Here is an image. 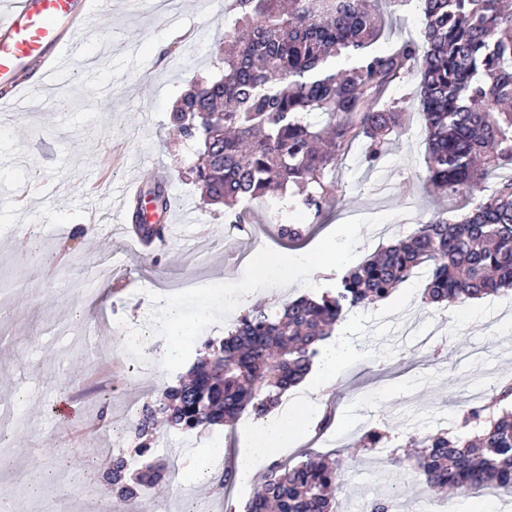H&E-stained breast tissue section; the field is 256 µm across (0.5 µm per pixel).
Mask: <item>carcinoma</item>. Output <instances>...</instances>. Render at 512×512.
Returning a JSON list of instances; mask_svg holds the SVG:
<instances>
[{
	"instance_id": "carcinoma-1",
	"label": "carcinoma",
	"mask_w": 512,
	"mask_h": 512,
	"mask_svg": "<svg viewBox=\"0 0 512 512\" xmlns=\"http://www.w3.org/2000/svg\"><path fill=\"white\" fill-rule=\"evenodd\" d=\"M379 0H231L236 12L227 35L222 74L194 82L174 104L176 137L197 147L189 174L202 205L224 207L235 224L257 201L295 189L299 205L318 218L328 204L329 172L355 142L365 160L385 153L399 126L400 108L384 100L389 84L419 78L418 106L428 143L426 186L464 196L455 219L438 210L398 242L336 275L320 297L291 298L273 309L247 308L222 340H205L186 374L146 402L131 425L132 445L112 458V493L136 499L161 490L168 464L152 453L157 431L233 427L249 407L262 417L310 372L319 343L345 314L389 298L418 269L427 270L426 304L463 302L512 290V176L496 192L473 200L482 182L512 168V0H418L423 41H404L379 53ZM323 122L309 120L313 114ZM304 224H280L290 242ZM512 384L495 389L492 403L469 407L459 429L409 437L380 421L358 447L392 449L436 493L496 486L512 489ZM131 456L143 459L139 467ZM343 468L310 453L267 467L246 512H336ZM362 512H394L389 497L368 499Z\"/></svg>"
}]
</instances>
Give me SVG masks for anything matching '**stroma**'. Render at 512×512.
Here are the masks:
<instances>
[{
    "mask_svg": "<svg viewBox=\"0 0 512 512\" xmlns=\"http://www.w3.org/2000/svg\"><path fill=\"white\" fill-rule=\"evenodd\" d=\"M384 24L374 48L422 38L414 0L391 6L381 0ZM234 24L228 0H171L160 11L128 10L126 0H109L97 25L98 51L110 64L86 69L81 64L59 73L51 94L29 118L0 111V412L10 411L22 426L0 467V490L9 489L14 512H43L60 503L65 512H159L171 504L206 502L212 512H234L250 498L245 490L214 496L199 483H174L164 495L144 494L131 503L112 500L93 476L109 464L112 431L129 427L136 409L159 395L196 356L208 338H224L234 321L224 294L250 283L240 258L257 249L289 257L316 250L337 226L348 229L351 266L375 250L409 235L431 212L456 216L460 201L437 197L425 186V135L417 109V81L392 82L387 95L398 101L399 136L376 165L365 162L360 145L329 172V203L311 219L284 199L253 204L248 220L262 227L259 237L225 224L214 210L199 211V192L188 173L191 157L169 125L172 106L197 78L218 74L219 48ZM108 91L111 103L90 110V96ZM140 179L161 183L167 194L200 221L176 220L175 232L154 258H144L115 218L122 188ZM305 224L301 241L281 239L278 224ZM33 226L37 237L14 233ZM285 283L258 287L252 298L271 306L300 295H321L333 282L294 268ZM425 281L409 278L388 299L348 313L343 321L356 358L326 392L336 417L349 421L338 435L336 458L350 461L349 497L343 512H358L360 498L390 496L399 512H426L429 504L453 512L456 503L488 501L512 512V493L488 488L470 494L437 496L416 486L410 466L392 467L375 457L352 462L360 428L385 420L403 435L456 432L461 407L487 402L497 385L512 379V291L492 295L482 316L448 317L442 307L422 301ZM177 302L187 313L209 307L196 335L178 344L168 357L165 320L137 322V311L153 295ZM139 337L133 353L116 341L114 327ZM435 332L445 358L434 362L419 339ZM111 361L114 375L90 388L75 367ZM90 421L97 449L85 451L68 431L69 423ZM230 429H161L152 449L184 467L194 456L226 442L234 460Z\"/></svg>",
    "mask_w": 512,
    "mask_h": 512,
    "instance_id": "obj_1",
    "label": "stroma"
}]
</instances>
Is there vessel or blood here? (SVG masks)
Masks as SVG:
<instances>
[{
	"label": "vessel or blood",
	"mask_w": 512,
	"mask_h": 512,
	"mask_svg": "<svg viewBox=\"0 0 512 512\" xmlns=\"http://www.w3.org/2000/svg\"><path fill=\"white\" fill-rule=\"evenodd\" d=\"M104 6L105 0H0V85L8 90L0 106L28 112L65 55H81L84 43L97 38L95 23ZM125 202L132 210L122 213L121 221L131 224L132 243L143 246L146 238L133 226L136 213L147 206L142 184L128 191Z\"/></svg>",
	"instance_id": "b4317fda"
}]
</instances>
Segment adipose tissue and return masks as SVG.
I'll return each instance as SVG.
<instances>
[{
    "label": "adipose tissue",
    "instance_id": "1",
    "mask_svg": "<svg viewBox=\"0 0 512 512\" xmlns=\"http://www.w3.org/2000/svg\"><path fill=\"white\" fill-rule=\"evenodd\" d=\"M252 262L257 284L264 285L286 280L292 266L310 265L334 273L344 266L346 258L342 242L331 237L313 256L298 255L287 262L279 254L259 250L254 252ZM349 360L350 351L344 341L326 348L315 379L300 391L297 398L270 411L259 424L242 429L243 446L235 460L240 482H252L261 465L298 447L312 434L325 410L318 394L327 382L335 380Z\"/></svg>",
    "mask_w": 512,
    "mask_h": 512
}]
</instances>
